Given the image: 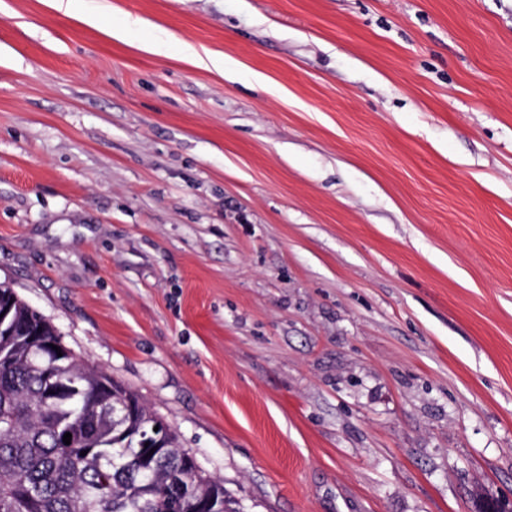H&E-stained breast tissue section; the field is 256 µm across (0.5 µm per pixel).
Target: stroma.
<instances>
[{
    "label": "stroma",
    "mask_w": 512,
    "mask_h": 512,
    "mask_svg": "<svg viewBox=\"0 0 512 512\" xmlns=\"http://www.w3.org/2000/svg\"><path fill=\"white\" fill-rule=\"evenodd\" d=\"M0 282L239 512L511 507L512 0H0Z\"/></svg>",
    "instance_id": "35a3bbf8"
}]
</instances>
